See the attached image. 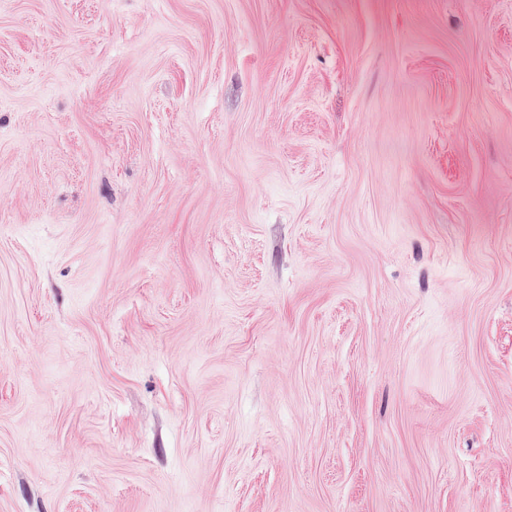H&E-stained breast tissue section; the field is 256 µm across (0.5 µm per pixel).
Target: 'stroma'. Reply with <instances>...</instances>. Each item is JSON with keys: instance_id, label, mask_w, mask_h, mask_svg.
Segmentation results:
<instances>
[{"instance_id": "35a3bbf8", "label": "stroma", "mask_w": 512, "mask_h": 512, "mask_svg": "<svg viewBox=\"0 0 512 512\" xmlns=\"http://www.w3.org/2000/svg\"><path fill=\"white\" fill-rule=\"evenodd\" d=\"M0 512H512V0H0Z\"/></svg>"}]
</instances>
